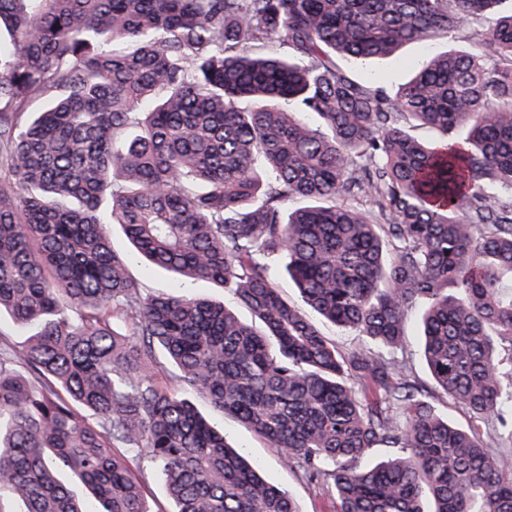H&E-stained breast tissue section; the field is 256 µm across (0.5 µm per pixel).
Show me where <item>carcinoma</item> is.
Instances as JSON below:
<instances>
[{
    "mask_svg": "<svg viewBox=\"0 0 512 512\" xmlns=\"http://www.w3.org/2000/svg\"><path fill=\"white\" fill-rule=\"evenodd\" d=\"M2 30L0 313L32 334L0 346V502L153 512L128 456L144 451L172 512H298L147 374L158 347L330 484L335 512H512V464L481 434L512 446V0H0ZM462 30L477 54L434 55L393 91L336 62ZM114 227L259 327L144 294ZM273 264L364 344L342 354ZM414 311L471 428L399 359ZM377 447L394 452L373 463Z\"/></svg>",
    "mask_w": 512,
    "mask_h": 512,
    "instance_id": "carcinoma-1",
    "label": "carcinoma"
}]
</instances>
